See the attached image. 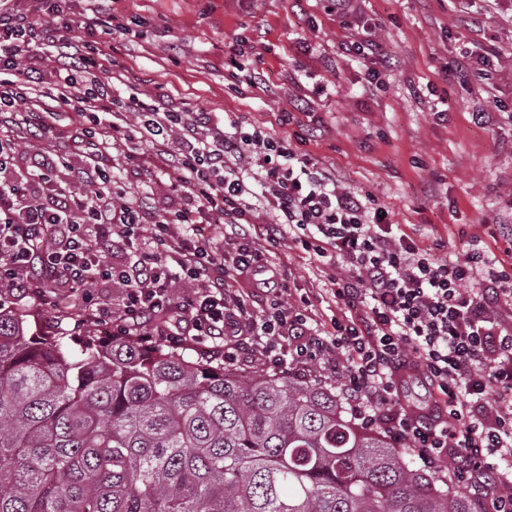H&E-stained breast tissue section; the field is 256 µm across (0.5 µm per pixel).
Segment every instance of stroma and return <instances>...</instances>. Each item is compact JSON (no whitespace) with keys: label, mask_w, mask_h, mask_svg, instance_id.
Masks as SVG:
<instances>
[{"label":"stroma","mask_w":512,"mask_h":512,"mask_svg":"<svg viewBox=\"0 0 512 512\" xmlns=\"http://www.w3.org/2000/svg\"><path fill=\"white\" fill-rule=\"evenodd\" d=\"M98 15L124 33L88 31ZM69 18L74 48L97 50V89L118 105L163 100L260 125L340 187L373 198L434 258L476 246L512 266V0H360L347 19L325 0H70ZM302 38L313 55L300 53ZM353 42L375 51L345 52ZM464 58L463 77L455 64ZM46 107L57 114L55 146L69 157L57 179L80 190L71 170L82 163V120L55 101ZM482 111L486 124H475ZM109 165L157 206L171 198L163 172L140 182L116 150ZM267 259L283 268L286 301L312 297L329 325L337 309L318 263L288 239ZM123 299L115 287L0 290V308L57 335L85 309H117Z\"/></svg>","instance_id":"stroma-1"}]
</instances>
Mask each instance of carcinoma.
Here are the masks:
<instances>
[{
	"label": "carcinoma",
	"mask_w": 512,
	"mask_h": 512,
	"mask_svg": "<svg viewBox=\"0 0 512 512\" xmlns=\"http://www.w3.org/2000/svg\"><path fill=\"white\" fill-rule=\"evenodd\" d=\"M0 512H478L345 416L336 388L239 377L0 311Z\"/></svg>",
	"instance_id": "1"
}]
</instances>
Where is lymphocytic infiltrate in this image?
Instances as JSON below:
<instances>
[{
  "mask_svg": "<svg viewBox=\"0 0 512 512\" xmlns=\"http://www.w3.org/2000/svg\"><path fill=\"white\" fill-rule=\"evenodd\" d=\"M69 0H14L0 8V112L25 107L30 132L49 134L53 111L33 106L34 80L21 59L37 41L64 58L70 71L56 88L58 103L88 116L77 193L55 179L60 155L35 156L11 178L18 150L0 138V288H95L125 291L117 310L100 307L89 321L111 320L118 335L147 314L171 315L157 335L175 342L186 333L225 340L224 363H237L231 339L248 336L276 372L309 367L322 356L342 357L340 386L353 420L384 433L428 464L450 462L459 481L480 488L492 481L491 512H512V269L482 250L464 261H439L399 225L384 219L374 200L338 186L308 154L256 125H221L215 113L174 112L136 100L139 124L113 111L107 94L92 90L93 63L70 51L65 33ZM47 12L39 26L35 16ZM83 81H76L74 73ZM180 126L176 148L165 138ZM210 141H201L199 131ZM174 179L177 202L166 212L113 181L101 156L126 147L130 166L144 168L140 143ZM262 198L276 220L259 224L253 201ZM208 225L209 233H174L173 225ZM151 241L139 247L143 228ZM290 237L330 271L338 312L320 329L308 306L283 302L287 285L265 258ZM260 278L276 308L258 316L241 281ZM195 295L176 303L175 281ZM413 371L431 388L429 414L408 413L400 377Z\"/></svg>",
  "mask_w": 512,
  "mask_h": 512,
  "instance_id": "lymphocytic-infiltrate-1",
  "label": "lymphocytic infiltrate"
}]
</instances>
